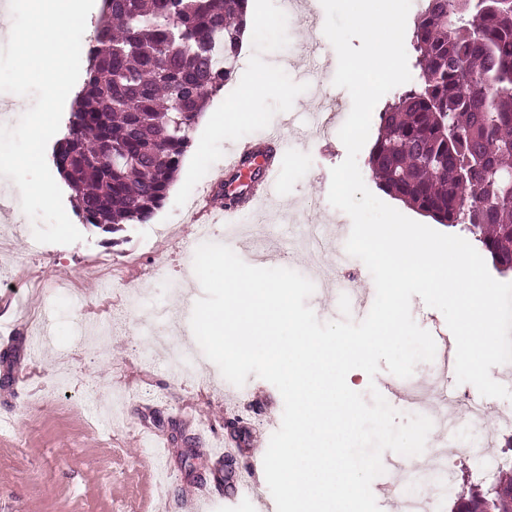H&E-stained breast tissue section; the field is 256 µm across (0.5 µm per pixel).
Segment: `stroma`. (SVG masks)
Here are the masks:
<instances>
[{
    "instance_id": "obj_1",
    "label": "stroma",
    "mask_w": 512,
    "mask_h": 512,
    "mask_svg": "<svg viewBox=\"0 0 512 512\" xmlns=\"http://www.w3.org/2000/svg\"><path fill=\"white\" fill-rule=\"evenodd\" d=\"M284 0H251L255 19L232 80L210 97L164 206L112 233L65 211L82 241L42 244L21 208L0 213V512H182L205 482L225 493L224 469L250 463L282 421L283 399L248 375L252 396L224 407L225 379L189 328L202 288L188 247L221 187L224 158L278 136L276 190L265 202L263 239L284 252L265 261L309 275L312 258L292 249L289 212L303 222L348 223L326 197L330 170L346 157L338 132L352 100L334 86L337 55L323 33L320 0H300L284 42L275 30ZM275 69L272 82L260 72ZM330 88L325 99L316 84ZM250 94L254 121L233 103ZM68 284L65 293L52 291ZM97 317L107 336L85 340ZM195 355L202 377L179 379L176 357ZM28 374L14 386L12 376ZM239 441L226 465L207 443Z\"/></svg>"
}]
</instances>
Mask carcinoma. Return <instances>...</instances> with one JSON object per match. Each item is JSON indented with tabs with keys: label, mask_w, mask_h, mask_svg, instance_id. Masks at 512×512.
<instances>
[{
	"label": "carcinoma",
	"mask_w": 512,
	"mask_h": 512,
	"mask_svg": "<svg viewBox=\"0 0 512 512\" xmlns=\"http://www.w3.org/2000/svg\"><path fill=\"white\" fill-rule=\"evenodd\" d=\"M248 0H104L53 155L88 224L115 233L168 197L206 101L232 77ZM420 83L379 114L367 166L418 212L512 271V0H426Z\"/></svg>",
	"instance_id": "1"
}]
</instances>
